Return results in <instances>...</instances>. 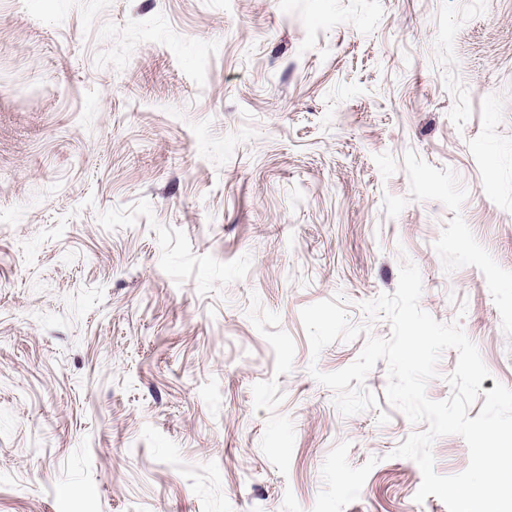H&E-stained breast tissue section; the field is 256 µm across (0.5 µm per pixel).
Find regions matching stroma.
<instances>
[{
  "label": "stroma",
  "mask_w": 512,
  "mask_h": 512,
  "mask_svg": "<svg viewBox=\"0 0 512 512\" xmlns=\"http://www.w3.org/2000/svg\"><path fill=\"white\" fill-rule=\"evenodd\" d=\"M405 258L512 389V0H0V512H446L308 372Z\"/></svg>",
  "instance_id": "35a3bbf8"
}]
</instances>
